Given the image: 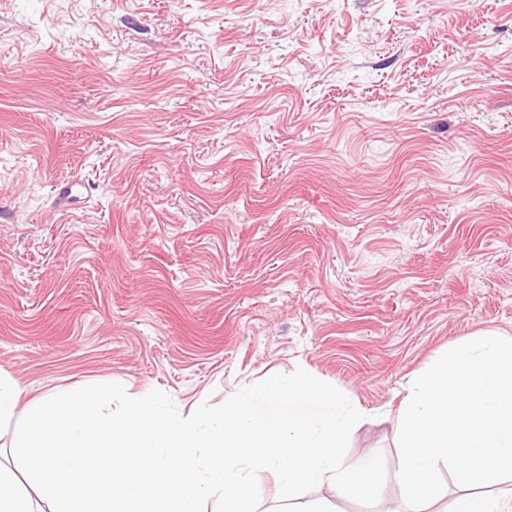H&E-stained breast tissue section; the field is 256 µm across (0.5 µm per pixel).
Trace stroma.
Listing matches in <instances>:
<instances>
[{
  "label": "stroma",
  "mask_w": 512,
  "mask_h": 512,
  "mask_svg": "<svg viewBox=\"0 0 512 512\" xmlns=\"http://www.w3.org/2000/svg\"><path fill=\"white\" fill-rule=\"evenodd\" d=\"M92 187L59 214L54 184ZM512 335V0H0V371L181 414L302 368L407 512V381Z\"/></svg>",
  "instance_id": "1"
}]
</instances>
